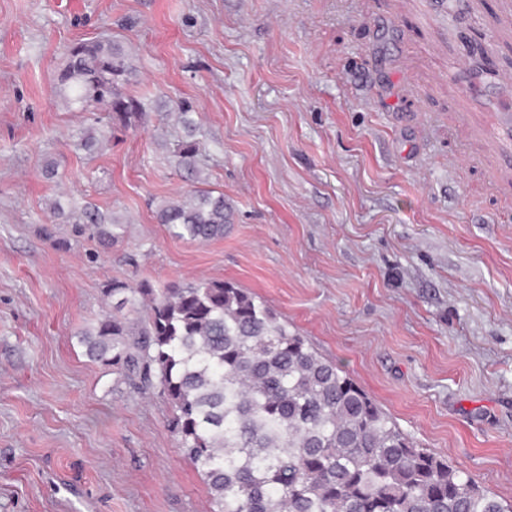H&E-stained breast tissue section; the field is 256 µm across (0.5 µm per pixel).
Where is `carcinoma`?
Returning <instances> with one entry per match:
<instances>
[{
	"mask_svg": "<svg viewBox=\"0 0 512 512\" xmlns=\"http://www.w3.org/2000/svg\"><path fill=\"white\" fill-rule=\"evenodd\" d=\"M130 65L111 41L79 40L58 83L70 102L132 124L145 103L121 92ZM176 164L200 178L196 123L179 108ZM158 223L192 242L221 239L224 193L197 188L159 207ZM101 246L120 221L92 206L75 219ZM115 312L81 333L117 380L158 390L168 427L205 479L211 512H512L448 458L419 447L381 406L305 337L229 280L156 288L114 280Z\"/></svg>",
	"mask_w": 512,
	"mask_h": 512,
	"instance_id": "1",
	"label": "carcinoma"
}]
</instances>
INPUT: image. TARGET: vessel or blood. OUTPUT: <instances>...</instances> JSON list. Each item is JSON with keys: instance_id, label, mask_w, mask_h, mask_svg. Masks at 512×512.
Masks as SVG:
<instances>
[{"instance_id": "1", "label": "vessel or blood", "mask_w": 512, "mask_h": 512, "mask_svg": "<svg viewBox=\"0 0 512 512\" xmlns=\"http://www.w3.org/2000/svg\"><path fill=\"white\" fill-rule=\"evenodd\" d=\"M455 122L465 131L477 160L487 168L506 202H512V77L503 76L498 86L470 82L465 109Z\"/></svg>"}]
</instances>
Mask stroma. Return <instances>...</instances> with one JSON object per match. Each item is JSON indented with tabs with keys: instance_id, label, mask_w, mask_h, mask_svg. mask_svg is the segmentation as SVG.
<instances>
[{
	"instance_id": "obj_1",
	"label": "stroma",
	"mask_w": 512,
	"mask_h": 512,
	"mask_svg": "<svg viewBox=\"0 0 512 512\" xmlns=\"http://www.w3.org/2000/svg\"><path fill=\"white\" fill-rule=\"evenodd\" d=\"M102 37L147 109L90 155L94 115L56 74ZM478 45L512 76L498 0H0V512L211 510L168 403L78 343L115 279L236 282L512 500V207L448 119L467 90L450 63ZM183 102L234 209L219 240L156 218L195 188L175 169ZM86 205L123 222L112 247L75 234Z\"/></svg>"
}]
</instances>
